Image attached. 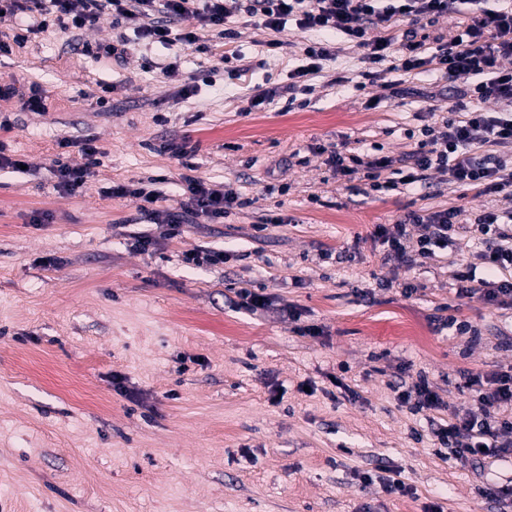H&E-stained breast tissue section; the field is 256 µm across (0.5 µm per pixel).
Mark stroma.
I'll list each match as a JSON object with an SVG mask.
<instances>
[{
    "label": "stroma",
    "mask_w": 512,
    "mask_h": 512,
    "mask_svg": "<svg viewBox=\"0 0 512 512\" xmlns=\"http://www.w3.org/2000/svg\"><path fill=\"white\" fill-rule=\"evenodd\" d=\"M230 43L139 45L126 60L96 59L83 43L110 41L111 18L77 34L51 28L15 42L0 21V77L39 84L41 112L0 100V142L25 161L0 170V512H495L479 486L512 478V459L483 472L438 453L432 425L449 411L411 413L392 382L427 376L449 410L474 409L459 392L467 373L512 365V308L456 299L449 263L479 249L470 227L484 208H512V195L461 197L440 173L429 185L368 191L336 174L341 146L393 160L448 108L455 81L390 62L375 78L345 50L310 80L305 109L250 110L257 90L283 88L314 35L228 22ZM283 41L277 51L270 40ZM246 73L225 79V50ZM414 90L395 98L396 81ZM195 96L182 98L185 86ZM111 88L112 106L93 97ZM167 123H159V116ZM93 136L102 152L82 193L56 188L61 140ZM167 141L195 147L198 174L246 204L224 223L206 217L161 236L129 198L106 187L156 180L168 199L181 166ZM459 209L450 252L409 269L384 260L378 228L414 209ZM51 223L33 225V213ZM279 223L257 231L259 217ZM155 239L152 254L133 236ZM229 253L226 263L188 268L184 252ZM418 285L405 297L404 284ZM258 288L264 309L238 306ZM471 324L474 334L446 327ZM358 393L351 401L346 390ZM399 471L406 494L362 483L379 467Z\"/></svg>",
    "instance_id": "obj_1"
}]
</instances>
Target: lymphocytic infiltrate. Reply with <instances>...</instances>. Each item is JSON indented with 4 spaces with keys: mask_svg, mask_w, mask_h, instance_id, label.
I'll list each match as a JSON object with an SVG mask.
<instances>
[{
    "mask_svg": "<svg viewBox=\"0 0 512 512\" xmlns=\"http://www.w3.org/2000/svg\"><path fill=\"white\" fill-rule=\"evenodd\" d=\"M455 0H248L244 9L256 25L274 32L288 23L299 30L319 33L305 47L301 65L289 73V91L305 89L326 61L335 59L337 42L363 52L370 65L399 59L398 69L411 73L422 68L441 72L448 79H472L468 102L449 108L443 130L426 125L396 178L381 181L392 167L387 157H369L356 151L334 152L329 165L342 175L365 173L375 191L398 190L423 181L429 171L445 173L463 194L480 198L512 188V0H498L461 26L447 43L432 44L418 33L422 21L448 14ZM228 0H0V20H20L17 39L41 33L49 26L64 31L94 25L102 17L113 26L137 22L136 37L149 44L185 43L208 53L209 39H230ZM487 102L500 104L497 112L484 111ZM85 166L71 165L57 156L54 167L59 191L82 192L87 167L99 165L94 139L79 143ZM167 151L182 167L178 176L179 200L163 204L160 195L143 182L131 180L109 187L113 197L138 200V210L150 223L165 226L167 236L180 234L183 225L199 216L220 224L243 202L238 194L210 188L197 176L194 150L170 143ZM458 209L408 211L394 232L383 233L388 251L407 265H423L436 250L449 248L461 226ZM422 229L410 239L408 225ZM475 230L481 249L473 259L451 263L457 298L478 297L496 307L512 306V210L484 209ZM467 389L476 394V407L464 415H450L447 425L432 432L440 447L449 449L460 465L485 466L487 460L512 458V365L491 375L468 374Z\"/></svg>",
    "mask_w": 512,
    "mask_h": 512,
    "instance_id": "obj_1",
    "label": "lymphocytic infiltrate"
}]
</instances>
